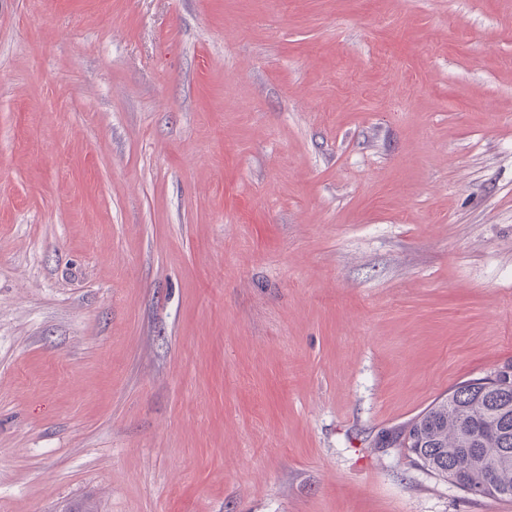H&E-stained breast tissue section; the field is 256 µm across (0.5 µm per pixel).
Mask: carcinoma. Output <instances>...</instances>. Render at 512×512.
<instances>
[{
    "instance_id": "obj_1",
    "label": "carcinoma",
    "mask_w": 512,
    "mask_h": 512,
    "mask_svg": "<svg viewBox=\"0 0 512 512\" xmlns=\"http://www.w3.org/2000/svg\"><path fill=\"white\" fill-rule=\"evenodd\" d=\"M383 448H406L423 469L475 502L512 500V384L467 379L393 431Z\"/></svg>"
}]
</instances>
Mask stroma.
<instances>
[{
  "label": "stroma",
  "instance_id": "stroma-1",
  "mask_svg": "<svg viewBox=\"0 0 512 512\" xmlns=\"http://www.w3.org/2000/svg\"><path fill=\"white\" fill-rule=\"evenodd\" d=\"M510 360L512 0H0V512H512ZM496 370L450 388L445 398L393 430L391 440L376 444L408 448L421 468L469 500H512V383L492 385Z\"/></svg>",
  "mask_w": 512,
  "mask_h": 512
}]
</instances>
